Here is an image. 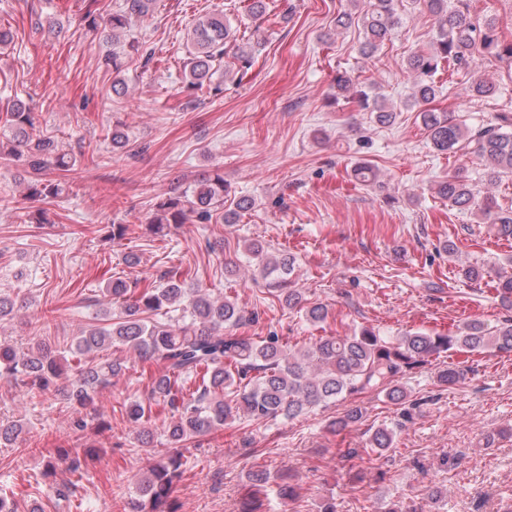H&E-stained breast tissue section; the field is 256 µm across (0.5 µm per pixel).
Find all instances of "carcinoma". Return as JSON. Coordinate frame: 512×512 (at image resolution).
I'll return each instance as SVG.
<instances>
[{
    "instance_id": "1",
    "label": "carcinoma",
    "mask_w": 512,
    "mask_h": 512,
    "mask_svg": "<svg viewBox=\"0 0 512 512\" xmlns=\"http://www.w3.org/2000/svg\"><path fill=\"white\" fill-rule=\"evenodd\" d=\"M153 0H124L123 6L103 14L89 10L84 21L88 29L107 30L117 38L126 30L133 16L151 9ZM395 0H371L362 17L364 40L360 53L372 56L395 27ZM425 9L435 17L437 33L432 48L415 53L408 60L409 70L416 74L412 105L419 116L429 142L439 152L462 150L473 146V152L484 163L490 179L512 174V116L502 117L507 125L478 126L474 129L451 115L428 107L436 97L434 76L448 65L471 69L484 59L512 63V41L506 40L495 21L471 15L470 0H424ZM233 37L230 20L216 11L200 17L192 31L190 55L186 64L187 87L203 89L224 63V55ZM256 48L239 46L234 57L237 72L245 76L253 65ZM496 85L479 79L470 87L475 99L491 97ZM362 104L375 112L381 124L395 121L394 108L373 100ZM24 167L34 175L28 184L27 197L43 203L29 214L31 224L51 223L45 205L58 198L66 183L44 180L41 175L53 167L73 171L74 163L59 149L55 140L37 132L34 113L14 100L0 117V165ZM438 194L451 205L474 210L496 225L497 234L512 238V212L494 211L492 199L465 178H448L438 187ZM229 192L220 173L196 181L178 196H168L155 204V213L147 229L154 236H165L171 229L195 219L210 224L220 218L225 224L236 222L239 213L253 205V200L240 197L233 208L224 209ZM245 254L267 278L274 275L285 283L293 272L295 260L289 254L273 256L259 240L244 243ZM289 308L304 312L306 319L320 323L328 310L313 303L296 289L283 288ZM107 308L80 331L69 348L76 361L72 373L64 372L61 357L44 341L26 351L0 341V378H6L27 393L47 395L59 389L64 379L66 403L77 414L74 427H85L82 414L99 417V429L110 424L97 408L99 389L112 383L127 370L125 360L99 361L96 354L111 347L123 348L133 359L149 362L158 368L144 398L125 404L127 421L137 429L138 441L147 447L153 432L147 427L152 406L162 404L171 412L164 437L170 445L168 454L153 463L137 481L136 496L128 503V512H177L173 507V484L181 473L187 440L218 430L240 416L263 422L283 417L294 419L305 411L345 401L369 392H378L394 404H404L408 389L402 382L406 372L419 368L448 352L481 353L493 350L512 353V317L489 329L479 321L464 324L455 334L407 332L401 336H383L361 327L346 336H320L309 347L289 353L276 336H238L224 333L245 319L237 304L222 296H214L199 286H189L175 278L156 288L136 293L127 282L117 277L103 289ZM441 386H452L464 377L461 366L453 363L436 368ZM363 417L354 404L345 406L342 415L331 422L340 433ZM23 425L0 424V446H10L22 434ZM394 433L383 427L368 439V447L378 453L393 447ZM99 449L59 448L46 462V472L59 463L75 474L83 475L87 461L96 458ZM250 493L242 512H260L262 498L274 491L281 499L291 498L294 489L280 485L265 470L249 474Z\"/></svg>"
}]
</instances>
